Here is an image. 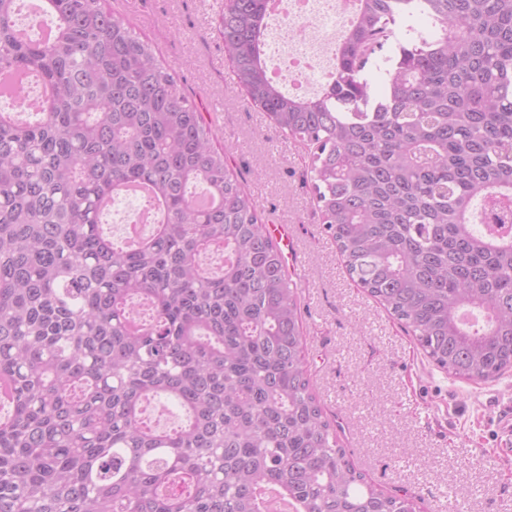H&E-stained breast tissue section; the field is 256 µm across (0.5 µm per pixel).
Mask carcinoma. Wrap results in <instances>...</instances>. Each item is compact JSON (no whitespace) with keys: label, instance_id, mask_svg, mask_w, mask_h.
<instances>
[{"label":"carcinoma","instance_id":"1","mask_svg":"<svg viewBox=\"0 0 512 512\" xmlns=\"http://www.w3.org/2000/svg\"><path fill=\"white\" fill-rule=\"evenodd\" d=\"M0 0V512H416L338 444L305 365L300 292L172 68L102 0ZM384 90L367 64L401 24ZM265 0H224L235 87L309 159L349 278L453 377L512 371V0H358L329 81L269 75ZM129 184L157 224L103 231ZM167 398L186 422L142 409Z\"/></svg>","mask_w":512,"mask_h":512}]
</instances>
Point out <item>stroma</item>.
Returning a JSON list of instances; mask_svg holds the SVG:
<instances>
[{
    "label": "stroma",
    "mask_w": 512,
    "mask_h": 512,
    "mask_svg": "<svg viewBox=\"0 0 512 512\" xmlns=\"http://www.w3.org/2000/svg\"><path fill=\"white\" fill-rule=\"evenodd\" d=\"M172 68L206 113L216 147L266 222L284 224L301 289L311 382L355 467L417 512H512V446L500 423L512 372L459 380L436 367L397 320L348 277L321 224L301 150L233 88L217 22L224 0H106Z\"/></svg>",
    "instance_id": "35a3bbf8"
}]
</instances>
